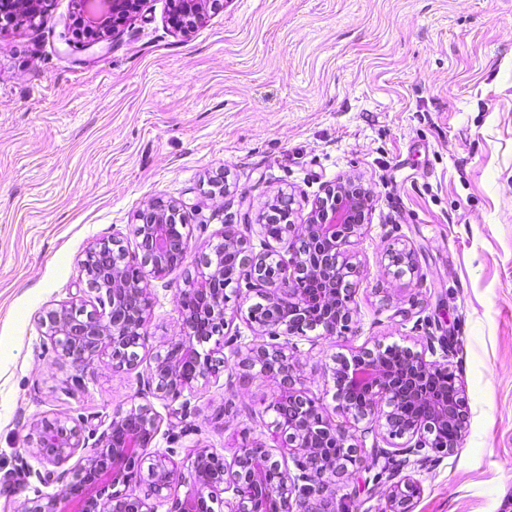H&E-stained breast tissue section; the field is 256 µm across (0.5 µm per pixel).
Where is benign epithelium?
Segmentation results:
<instances>
[{
    "mask_svg": "<svg viewBox=\"0 0 512 512\" xmlns=\"http://www.w3.org/2000/svg\"><path fill=\"white\" fill-rule=\"evenodd\" d=\"M11 1L17 4L14 20L33 22L41 16L42 0H0V12ZM106 2L102 16L87 23L96 36L84 43L86 48L113 35L116 24L137 10L138 0ZM170 3L175 24L184 33L207 10L223 7V0ZM370 203L357 180L340 181L324 188L305 223L295 224L286 221L294 198L282 193L258 214L260 250L247 244L238 225L226 224L211 255L187 273L178 297L182 334L164 345L148 368V389L157 398L181 401L184 413L190 407L185 393L219 374L224 362L215 359V349L205 344H224L232 294L248 304V320L257 323L260 335L283 336L285 343L258 344L239 336L231 350L230 377L237 383L262 377L279 386L264 409L272 413L269 442L259 444V452L239 449L230 464L200 448L185 472L169 466L167 455H155L148 471L157 495L170 504L167 512H208L210 490L221 485L233 492L224 500L226 512H335L337 481L367 462L358 438L373 434L371 454L402 456L405 465L429 448H457L466 427L464 394L447 362L426 358L428 353L436 355L432 346L426 352L402 347L392 361L390 347L377 343L349 359L336 360L333 410L353 421L351 429L326 417L302 388L293 338H303L309 331L334 338L349 328L362 269L347 246L363 234ZM187 208L182 200L155 199L138 211L137 262L129 260L116 239L88 248L80 263L79 292L94 296L99 307L61 304L48 309L41 320L59 356L84 369L105 353L113 370L132 368L152 306L151 282L188 259L190 233L177 230L185 225ZM278 223L282 230L276 242L284 245L282 251L271 245L265 232L266 225ZM388 260V273L397 280L417 271L409 249L388 253ZM308 283L319 285L313 301L303 289ZM254 297L258 302H251ZM158 428V415L148 403L114 415L91 447L77 424L60 419L35 424L36 454L54 470H30L28 475L41 483H61L64 489L44 501H31L22 512H58L60 502L73 499L79 501L77 512H155L145 501L115 487L130 484L146 461L145 450ZM442 429L447 431L445 439L439 437ZM394 439L404 440L403 446L390 450ZM271 446L288 455L293 468L281 466ZM80 450L85 451L82 465L64 468ZM182 486L187 490L181 495ZM418 494L411 475L403 476L390 487L385 512H413Z\"/></svg>",
    "mask_w": 512,
    "mask_h": 512,
    "instance_id": "1",
    "label": "benign epithelium"
}]
</instances>
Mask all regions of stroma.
I'll return each instance as SVG.
<instances>
[{
    "mask_svg": "<svg viewBox=\"0 0 512 512\" xmlns=\"http://www.w3.org/2000/svg\"><path fill=\"white\" fill-rule=\"evenodd\" d=\"M169 0H141L113 38L67 45L77 0H43L35 24L0 32V512L57 490L29 425L62 418L100 435L149 403L151 452L186 470L195 449L232 461L268 433L277 391L227 373L199 383L191 411L146 391L158 348L181 333L183 269L153 281L132 369L108 355L80 370L39 319L78 302L88 246L120 239L156 198L189 203L190 259L225 225L259 244L258 214L279 192L304 223L326 185L355 178L372 201L350 250L363 268L339 338L299 340L311 397L331 406L338 355L375 343L425 349L448 339L467 428L414 472V512H512V0H224L188 34ZM225 174L231 193L212 198ZM411 249L414 276L386 272ZM413 308L410 320L397 311ZM395 464L338 483L345 512H384Z\"/></svg>",
    "mask_w": 512,
    "mask_h": 512,
    "instance_id": "obj_1",
    "label": "stroma"
}]
</instances>
